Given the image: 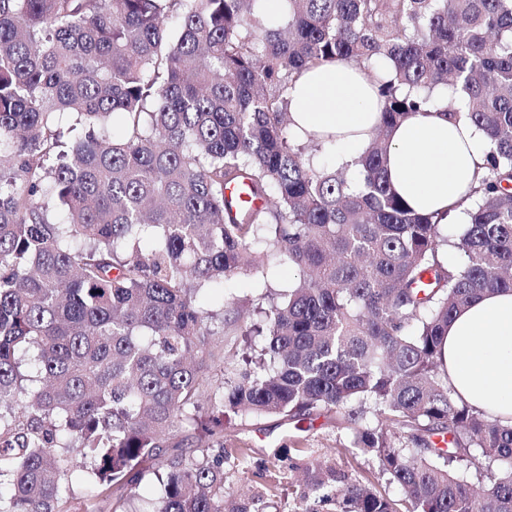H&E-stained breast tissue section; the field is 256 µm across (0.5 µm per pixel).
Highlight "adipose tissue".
<instances>
[{
    "label": "adipose tissue",
    "mask_w": 512,
    "mask_h": 512,
    "mask_svg": "<svg viewBox=\"0 0 512 512\" xmlns=\"http://www.w3.org/2000/svg\"><path fill=\"white\" fill-rule=\"evenodd\" d=\"M373 78L344 60L305 71L289 92L298 140L335 135L336 164L354 165L384 106ZM487 146L482 130L450 121L446 101H437L395 129L389 151L391 186L417 211L461 214L485 173ZM443 363L457 396L512 421L511 291L484 294L457 312L443 343Z\"/></svg>",
    "instance_id": "ef3b65f1"
}]
</instances>
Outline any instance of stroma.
<instances>
[{"mask_svg": "<svg viewBox=\"0 0 512 512\" xmlns=\"http://www.w3.org/2000/svg\"><path fill=\"white\" fill-rule=\"evenodd\" d=\"M296 276V270L286 268L266 277L237 275L225 279L223 291L211 293L204 306L221 316L230 304L257 322L260 309L270 305L267 291L286 288ZM350 440L342 426L322 419L301 432L275 416L242 415L224 426V467L234 472L241 496L258 499L263 512H320L317 495L304 492L308 462L345 470L382 489L387 486L373 459L349 453ZM241 448L249 451L243 463L237 460Z\"/></svg>", "mask_w": 512, "mask_h": 512, "instance_id": "35a3bbf8", "label": "stroma"}]
</instances>
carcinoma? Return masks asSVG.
I'll return each instance as SVG.
<instances>
[{
    "instance_id": "cac0c4a2",
    "label": "carcinoma",
    "mask_w": 512,
    "mask_h": 512,
    "mask_svg": "<svg viewBox=\"0 0 512 512\" xmlns=\"http://www.w3.org/2000/svg\"><path fill=\"white\" fill-rule=\"evenodd\" d=\"M256 4L0 0V512H132L162 458L154 512H259L224 470L239 413L343 424L403 493L311 462L333 512H512V424L454 397L442 361L456 311L512 290V0ZM339 59L393 64L356 183L288 112ZM448 86L489 138L452 239L387 180L392 129ZM283 267L265 330L212 324L204 295Z\"/></svg>"
}]
</instances>
